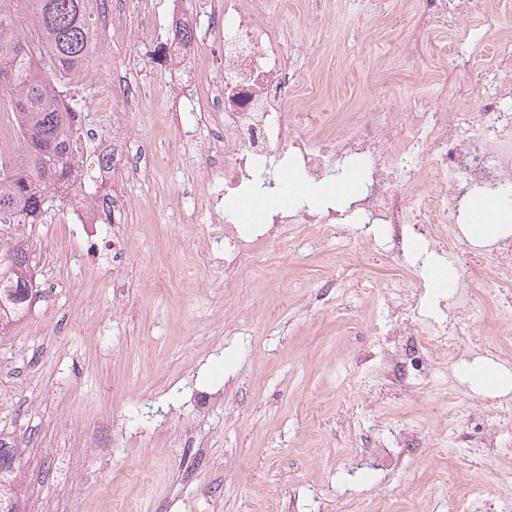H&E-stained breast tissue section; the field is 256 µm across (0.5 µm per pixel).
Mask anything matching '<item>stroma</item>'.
Returning a JSON list of instances; mask_svg holds the SVG:
<instances>
[{"mask_svg": "<svg viewBox=\"0 0 512 512\" xmlns=\"http://www.w3.org/2000/svg\"><path fill=\"white\" fill-rule=\"evenodd\" d=\"M495 25L462 23L456 42L436 37L422 59L395 68L419 8L362 28L360 0H274L267 17L303 47V83L332 114L394 105L408 81L431 92L447 76L449 50L474 70L496 41L512 39V0ZM116 27L100 30L87 82L67 95L93 134L112 132L105 100L137 94L129 129L135 149L166 167L123 184L116 215L130 234L127 301L112 309V265L92 263L94 244L56 204L29 238L38 294L0 334V435L20 447V512H498L512 477L474 439L467 403L483 395L448 389L470 366L435 355V377L410 390L387 376L388 316L378 291L390 279L424 276L392 261L386 230L362 252L340 242L300 245L267 276L243 274L235 295L213 293L181 247L206 217L195 207L210 167H183L180 124L205 118L195 66L224 67V34L212 0H182L195 40L181 67L167 60L171 0H112ZM454 283L469 249L451 259ZM339 277L365 292L327 287ZM490 260L473 281L476 333L512 304L488 288ZM420 328L447 319L452 287L426 279ZM419 445L391 455L399 435ZM53 451H43L46 443Z\"/></svg>", "mask_w": 512, "mask_h": 512, "instance_id": "stroma-1", "label": "stroma"}]
</instances>
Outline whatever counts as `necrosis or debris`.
<instances>
[{
	"mask_svg": "<svg viewBox=\"0 0 512 512\" xmlns=\"http://www.w3.org/2000/svg\"><path fill=\"white\" fill-rule=\"evenodd\" d=\"M486 6V0H423L404 35L408 56L419 54L430 36L456 31ZM268 8L269 0H224V77L208 88L213 142L199 149L202 161H210L215 152L222 159L203 189L209 221L200 227L206 248L197 258L210 273L207 286L237 288L245 270L293 254L306 239L316 246L338 238L362 249L369 246L368 234L358 232L347 214L333 210L319 215L296 205L277 211L270 232L260 223L242 227L225 215V199L248 191L285 154L314 182L328 174L333 161L365 160L371 185L357 201V211L369 223L388 225L393 242L418 235L437 252L456 253L463 243L459 209L467 189L512 184V43L496 45L492 67L477 81L449 70L420 109L354 112L336 132L318 139L307 106L287 104L289 88L299 83V47L267 22ZM469 97L476 102L474 110L449 111V102ZM109 106V161L93 166L103 191L97 198L80 191L71 196L73 218L90 240L100 236L110 213L126 202L109 187L128 142V122L117 101ZM431 173L437 176L434 190L417 196ZM420 296L412 278L392 280L383 289L390 335L402 334Z\"/></svg>",
	"mask_w": 512,
	"mask_h": 512,
	"instance_id": "1",
	"label": "necrosis or debris"
}]
</instances>
